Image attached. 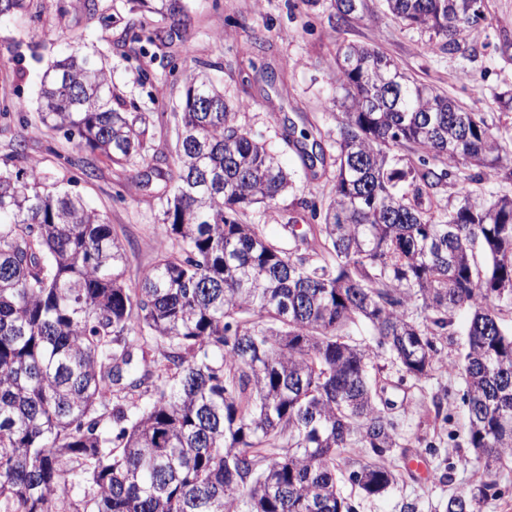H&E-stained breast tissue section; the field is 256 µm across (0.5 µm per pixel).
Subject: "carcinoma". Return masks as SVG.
<instances>
[{
	"instance_id": "cac0c4a2",
	"label": "carcinoma",
	"mask_w": 512,
	"mask_h": 512,
	"mask_svg": "<svg viewBox=\"0 0 512 512\" xmlns=\"http://www.w3.org/2000/svg\"><path fill=\"white\" fill-rule=\"evenodd\" d=\"M125 2L149 13L126 57L188 83L170 156L148 155L149 113L78 47L43 73L38 112L80 150L140 163L178 250L160 244L126 287L112 225L15 145V170H0V512H354L344 479L367 497L397 482L379 351L426 378L460 311L464 351L447 367L481 481L446 512H481L512 464V193L441 206L433 190L512 184V129L492 132L377 49L340 45L336 142L316 154L308 133L282 135L304 170L336 180L328 205L301 202L314 223L287 253L246 219L296 171L240 123L211 64L186 77L165 50L187 0ZM385 2L449 51L482 18L471 0ZM28 7L0 0V19ZM349 448L370 459L346 477Z\"/></svg>"
}]
</instances>
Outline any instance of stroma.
<instances>
[{"mask_svg":"<svg viewBox=\"0 0 512 512\" xmlns=\"http://www.w3.org/2000/svg\"><path fill=\"white\" fill-rule=\"evenodd\" d=\"M100 13L114 16L109 31L91 20L84 0H31L30 13L0 21V103L22 100L23 117L0 120V160L17 142H25L29 161L53 170L62 188L80 193L105 216L127 254L126 284L137 287L155 263L162 212L154 194L140 189L136 166L112 164L105 157L78 151L62 133L37 119L45 69L68 43L80 40L101 56L112 72L113 89L126 101L151 109L156 126L151 150L168 152L176 136V112L184 82L165 79L153 63L136 64L121 57L116 40L126 27L139 24L140 11L124 0H96ZM366 12L340 21L334 0H189L186 27L173 49L186 73L200 62L215 64L213 78L229 103L247 100L240 121L272 141L284 127L312 131L321 145L338 133L336 46L342 42L375 46L410 77L432 87L468 111L484 113L492 126L512 127V0H482L483 20L471 27L459 51L439 48L432 32L403 25L387 14L383 0H367ZM66 14H59V7ZM282 163L297 173L294 185L267 207L250 214V223L282 250H295L292 223L303 220L301 200L329 202L332 173L311 177L290 148ZM465 337L456 334L441 345L442 365L416 382L403 379L389 354L377 363L387 381L386 398L398 424L402 445L388 456L397 484L380 497L351 489L354 512H402L413 502L417 512H445L450 496L473 489L477 464L465 463L466 415L461 375L449 373L445 360L457 358ZM415 459L429 471L420 479L406 463Z\"/></svg>","mask_w":512,"mask_h":512,"instance_id":"1","label":"stroma"}]
</instances>
